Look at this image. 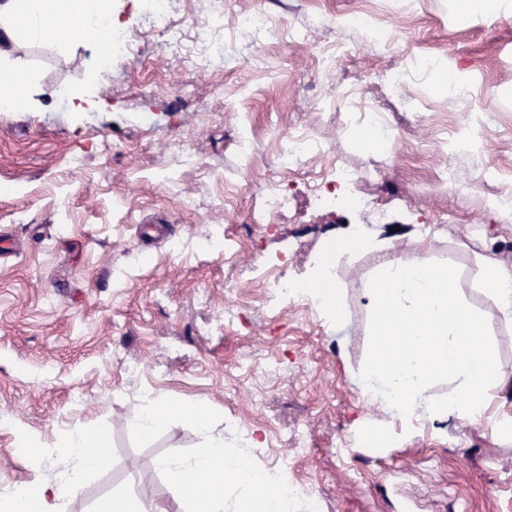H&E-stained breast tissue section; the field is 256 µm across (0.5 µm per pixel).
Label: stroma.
<instances>
[{
  "label": "stroma",
  "instance_id": "obj_1",
  "mask_svg": "<svg viewBox=\"0 0 512 512\" xmlns=\"http://www.w3.org/2000/svg\"><path fill=\"white\" fill-rule=\"evenodd\" d=\"M266 8L301 39L284 44L240 35L224 69L202 75L149 40L134 60L97 67L99 47L34 44L20 56L39 102L0 112V231L17 243L0 258V497L27 480L55 481L53 453L77 429L109 438L106 467L90 473L65 512H96L112 493H140L153 512H185L156 463L202 436L175 423L138 448L124 420L143 399L174 397L218 411L213 427L236 438L267 468L312 487L322 512H512V436L494 427L512 417V398L490 390L483 418L408 427L360 379L376 319L363 283L392 255V243L459 276V291L483 315L504 371L512 374V320L482 286V267L463 227L488 232L491 258L512 266V217L490 222L482 185L512 186V0H240ZM370 13L391 44L366 54L369 34L342 27ZM341 49L325 76L319 51ZM268 62L264 72L254 56ZM444 64L471 90L461 97ZM385 68L411 69L406 94L376 85ZM95 101L74 110L56 84ZM338 100L340 108L328 109ZM397 124L385 145L361 148V106ZM253 131L247 155L233 138ZM308 130L325 149L294 172L276 161L282 135ZM190 143L179 163L172 141ZM342 159L380 170L384 192L426 198L391 210L320 204L307 178ZM474 188L457 223L420 227L434 206L452 205L444 171ZM288 185L290 209L251 225L262 190ZM367 246L336 253L342 318L304 301L276 303L269 271L308 280L329 239L354 225ZM224 232L232 252L209 253ZM138 468H129V459Z\"/></svg>",
  "mask_w": 512,
  "mask_h": 512
}]
</instances>
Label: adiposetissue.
<instances>
[{
    "label": "adipose tissue",
    "instance_id": "ef3b65f1",
    "mask_svg": "<svg viewBox=\"0 0 512 512\" xmlns=\"http://www.w3.org/2000/svg\"><path fill=\"white\" fill-rule=\"evenodd\" d=\"M116 18L111 8L77 19L63 10L44 23L38 0H0V56L22 44L48 42L69 47L76 38L104 42ZM376 317V339L363 368V379L408 424L452 417L472 421L487 408L486 388L512 395V375L503 371L484 322L462 300L457 278L431 261H409L395 253L364 286ZM459 383L453 401L428 399L425 390L436 374ZM104 434L71 435L56 450L64 468L54 484L22 483L0 500V512H64L87 474L108 462Z\"/></svg>",
    "mask_w": 512,
    "mask_h": 512
}]
</instances>
